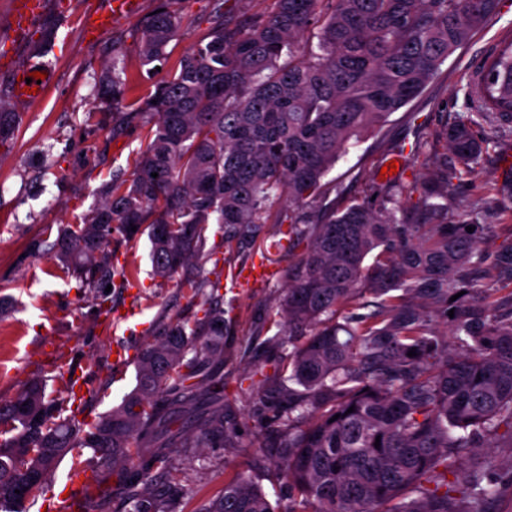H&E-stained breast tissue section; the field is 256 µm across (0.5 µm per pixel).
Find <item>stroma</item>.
<instances>
[{"mask_svg":"<svg viewBox=\"0 0 512 512\" xmlns=\"http://www.w3.org/2000/svg\"><path fill=\"white\" fill-rule=\"evenodd\" d=\"M67 2L62 12L58 0H44L36 22V34L50 36L44 58L50 80L42 97L13 98L12 75L0 69V95L10 100L16 128L14 139L0 144V401L14 397L34 378L46 380L53 395H64L67 373L78 368L90 384L83 416L91 423L134 387L133 361L145 344L158 339L163 322L177 316L192 326L204 312L179 288L177 279L154 277L147 238L131 247L117 236L111 247L128 254L138 285L113 289L112 305H134L140 313L134 328L110 329L111 319L98 311L93 292L61 272L53 255L31 251L29 243L42 225L78 222L97 203L102 183L131 175L133 160L145 145L144 132L135 125L121 135L110 134V123L120 121L121 115L101 107L97 87L111 71L113 57L126 62L129 100H145L191 42L208 32L215 12H261L271 0H181L189 33L169 42L166 61L157 70L141 65L139 41L160 0H142L137 18L117 23L91 41L84 38L80 19L92 0ZM507 37L512 38V0H500L494 19L448 57L420 97L338 160L327 175L336 185V199L380 203L388 186L423 181L435 165L444 164L454 173L449 223L464 216L469 223L489 225L482 244L488 254L512 239V135L495 138L487 125L476 126L486 145L473 173L440 136L445 126L473 111L468 79ZM391 160L400 163L397 174L381 177L382 167ZM276 229L274 223L262 224L252 238L228 245L219 225H210L209 242L216 251L203 266L189 269L190 274L213 279L227 267L242 269L263 256L272 275L254 288L223 291L237 353L236 360L224 366V399L229 427L238 438L230 448H189L178 457L179 466L190 475L191 492L177 512H198L241 473L263 489L277 512L288 508V478L266 450L277 433L260 427L261 400L277 395L269 377L280 358L269 340L284 328L281 304L300 259L296 251L262 253ZM119 348L131 359L122 369L113 365Z\"/></svg>","mask_w":512,"mask_h":512,"instance_id":"35a3bbf8","label":"stroma"}]
</instances>
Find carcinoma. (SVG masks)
Listing matches in <instances>:
<instances>
[{
  "instance_id": "1",
  "label": "carcinoma",
  "mask_w": 512,
  "mask_h": 512,
  "mask_svg": "<svg viewBox=\"0 0 512 512\" xmlns=\"http://www.w3.org/2000/svg\"><path fill=\"white\" fill-rule=\"evenodd\" d=\"M177 2L162 0L144 24L143 64L163 61L167 44L186 34ZM272 2L242 23L213 19L209 36L127 113L148 126L131 179L104 183L81 222L44 225L34 250L96 290L118 275L112 235L145 234L154 277L169 280L209 259L208 225L239 240L268 222L277 199H326L336 185L323 179L351 142L421 95L499 5ZM310 29L317 43L305 46ZM127 90L126 67L114 58L100 102L110 107ZM469 95L475 117L444 138L472 172L484 150L474 118L512 127L511 38L469 82ZM14 130L0 99V144ZM451 179L440 168L394 187L379 206L333 202L276 219L290 224V243L305 244L286 289V336L271 339L286 364L278 401L263 405L280 435L274 462L292 490L288 512H494L512 491V291L501 288L512 284V241L490 257L476 233L448 223ZM416 192L425 222L396 217L398 197ZM179 287L204 306L202 328L169 319L140 354L135 388L94 423L78 419L73 394L52 398L39 379L0 403V512H26L76 448L92 449L126 484L113 512H175L188 489L174 456L231 440L219 369L235 356L224 309L214 306L220 283L190 276ZM200 512L275 510L238 476Z\"/></svg>"
}]
</instances>
